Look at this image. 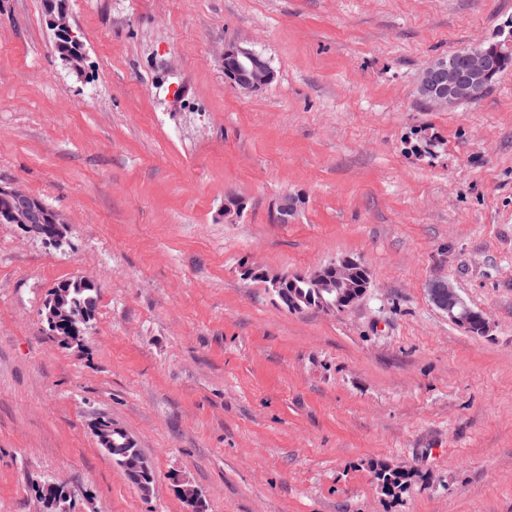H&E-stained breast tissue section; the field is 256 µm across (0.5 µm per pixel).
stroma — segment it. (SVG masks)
I'll list each match as a JSON object with an SVG mask.
<instances>
[{"label": "stroma", "instance_id": "1", "mask_svg": "<svg viewBox=\"0 0 512 512\" xmlns=\"http://www.w3.org/2000/svg\"><path fill=\"white\" fill-rule=\"evenodd\" d=\"M0 0V184L68 226L0 224V512L61 482L77 512H512V68L437 109L422 69L512 24V0ZM274 69L243 92L226 42ZM240 197L235 221L224 196ZM297 200L287 224L273 211ZM354 309L291 312L264 278L342 257ZM98 303L81 347L49 291ZM450 283L489 329L430 300ZM125 429L150 493L99 446ZM411 479L385 494L379 469ZM48 6L49 24L55 32L57 42L59 38H63L66 45L69 47L68 52L64 53L62 45L57 43V48L60 54L68 56L69 52L79 53L81 49L80 41L75 36L72 26L69 21L68 7L65 0H46Z\"/></svg>", "mask_w": 512, "mask_h": 512}]
</instances>
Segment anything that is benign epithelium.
Returning <instances> with one entry per match:
<instances>
[{"label": "benign epithelium", "mask_w": 512, "mask_h": 512, "mask_svg": "<svg viewBox=\"0 0 512 512\" xmlns=\"http://www.w3.org/2000/svg\"><path fill=\"white\" fill-rule=\"evenodd\" d=\"M49 24L56 38H62L73 53L81 49L69 21L66 0H46ZM512 50V33L503 40L490 45L479 44L458 51L462 64L446 59L429 63L421 72L419 95L434 107H448L480 97L491 85L499 72V56ZM224 76L229 85L243 92L259 90L274 80L275 74L265 56L241 41L224 44ZM0 197L10 206L0 210V224H18L26 229L35 228L38 236L56 240L62 234V221L55 210L40 199L17 187L0 185ZM296 211L294 198L285 195L277 205V221L288 224ZM303 278L317 287H334L336 298L329 302L323 298L298 296L292 306L322 310L338 307L349 309L366 293L370 283L369 270L360 262L343 257L323 267L315 268ZM432 302L457 324L466 328L476 327L486 331L487 319L467 306L455 289L446 282H435L430 288ZM97 442L112 457L113 462L123 466L138 456L133 438L122 428L107 420L94 425Z\"/></svg>", "instance_id": "obj_1"}]
</instances>
